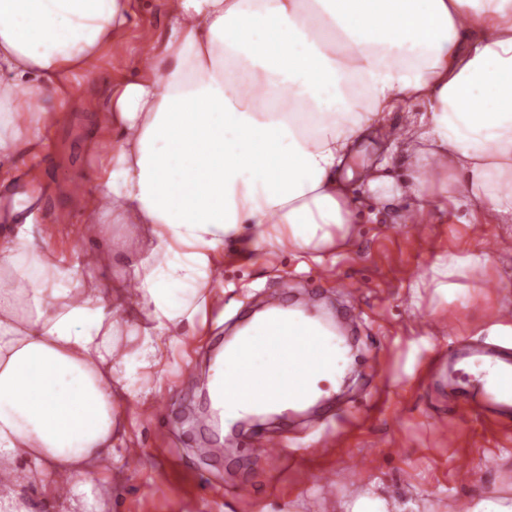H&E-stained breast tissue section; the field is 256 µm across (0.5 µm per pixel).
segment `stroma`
I'll return each instance as SVG.
<instances>
[{
  "label": "stroma",
  "instance_id": "obj_1",
  "mask_svg": "<svg viewBox=\"0 0 512 512\" xmlns=\"http://www.w3.org/2000/svg\"><path fill=\"white\" fill-rule=\"evenodd\" d=\"M169 0H133L128 28L94 64L96 79L74 74L65 102L15 88L35 111L58 115L43 141V161L33 152L0 162V187L23 176L60 185L56 195L28 212L27 235L69 264L92 245L79 227L87 195L114 131L107 119L112 93L131 75L139 38L151 30L163 39ZM388 146L367 135L339 171L352 195L356 222L323 261L280 246L246 257L224 246L220 277L224 299L206 317L184 326L160 366L140 372L128 399L126 436L94 478L103 512H337L341 502L375 488L407 512H447L448 494L466 500L512 491V416L476 415L460 424L455 441L442 435L448 412L462 397L449 385L440 354L457 342L502 343L495 332L501 312L512 308V223L483 213L466 198L436 211L423 234L403 214L410 197L378 205L362 192L359 172L379 163ZM489 253L486 269L468 273L465 303L440 300L429 267L443 253ZM328 269L332 278L318 280ZM282 294L329 309L357 338L345 353L343 386L321 399L310 416L291 414L267 424L287 453L258 457L249 432L232 441L196 417L208 363L224 337L250 322L263 296ZM453 316L450 332L424 330L428 321ZM140 449L136 463L127 451ZM475 469L471 483L454 479L456 460ZM333 476V492L321 495L316 476ZM246 485L251 496H235Z\"/></svg>",
  "mask_w": 512,
  "mask_h": 512
}]
</instances>
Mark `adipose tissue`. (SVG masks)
I'll use <instances>...</instances> for the list:
<instances>
[{
  "mask_svg": "<svg viewBox=\"0 0 512 512\" xmlns=\"http://www.w3.org/2000/svg\"><path fill=\"white\" fill-rule=\"evenodd\" d=\"M132 0H0V156L40 139L12 90L59 97L108 50ZM162 43L112 100L119 135L88 206L99 233L140 226L111 283L0 241V467L17 477L0 512L97 501L91 477L124 434L119 408L164 337L224 298L225 241L241 255L283 242L325 252L353 203L338 178L351 147L419 103L402 137L404 180L371 170L379 201L419 211L462 195L512 219V0H173ZM67 39L57 43L58 32ZM489 254L430 267L442 300ZM135 292L126 329L113 303Z\"/></svg>",
  "mask_w": 512,
  "mask_h": 512,
  "instance_id": "ef3b65f1",
  "label": "adipose tissue"
}]
</instances>
